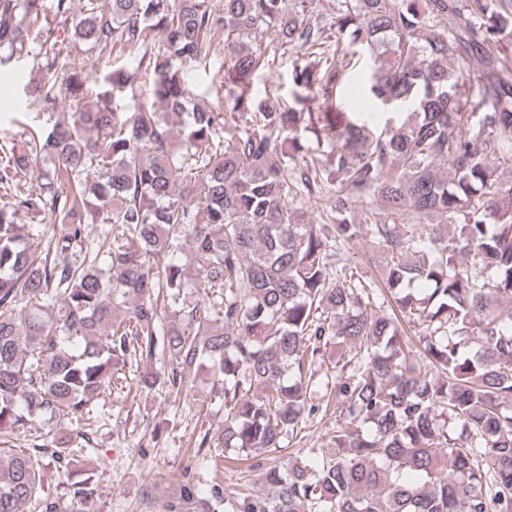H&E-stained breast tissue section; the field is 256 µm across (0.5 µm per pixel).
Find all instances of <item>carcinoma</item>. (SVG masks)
Segmentation results:
<instances>
[{"label":"carcinoma","mask_w":512,"mask_h":512,"mask_svg":"<svg viewBox=\"0 0 512 512\" xmlns=\"http://www.w3.org/2000/svg\"><path fill=\"white\" fill-rule=\"evenodd\" d=\"M317 2L0 0V73L27 61L70 100L22 148L0 142V512H59L34 452L94 499L66 442L5 444L39 416L50 434L85 419L126 361L158 354L169 369L138 387L177 396L206 371L224 425L197 447L244 454L268 485L203 497L188 474L200 512H512V0H335L325 24ZM68 25L129 66L60 73ZM220 32L228 90L204 109L186 73ZM287 46L306 93L250 95ZM364 54L367 96L397 111L380 133L333 101ZM314 196L321 224L295 202ZM30 213L53 220L38 253ZM361 238L379 280L349 254ZM321 409L325 443L269 457Z\"/></svg>","instance_id":"cac0c4a2"}]
</instances>
